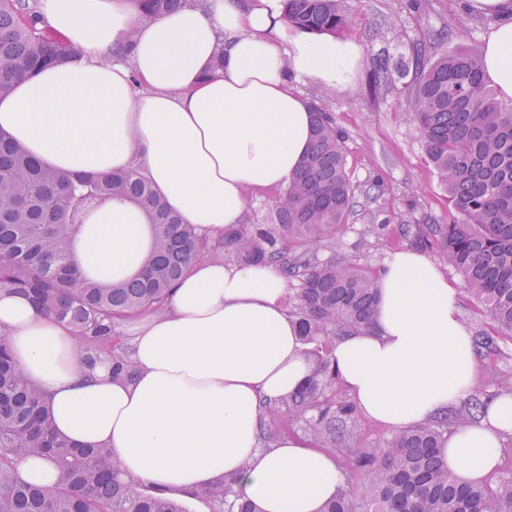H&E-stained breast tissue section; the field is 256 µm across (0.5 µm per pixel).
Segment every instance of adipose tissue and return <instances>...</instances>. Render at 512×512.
<instances>
[{
	"mask_svg": "<svg viewBox=\"0 0 512 512\" xmlns=\"http://www.w3.org/2000/svg\"><path fill=\"white\" fill-rule=\"evenodd\" d=\"M71 57L18 79L0 97V135L43 165L104 176L139 169L184 223L212 239L244 223L250 193L287 185L311 143L312 81L347 87L360 60L349 38H318L283 18L282 0H197L139 21L136 0H41ZM490 16L482 75L512 100V0H467ZM152 228L133 205L103 206L74 250L103 284L134 277ZM369 330L338 339L332 363L367 418L401 430L439 416L475 388L459 292L439 265L394 251L376 280ZM274 267L201 261L166 312L128 319L137 365L128 381L88 370L65 326L0 292V334L49 395L57 435L110 448L128 476L171 496L233 482L261 512H321L343 482L335 460L301 437L261 445L258 406L309 372ZM512 435V393L441 452L479 483Z\"/></svg>",
	"mask_w": 512,
	"mask_h": 512,
	"instance_id": "1",
	"label": "adipose tissue"
}]
</instances>
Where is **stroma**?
<instances>
[{"instance_id": "obj_1", "label": "stroma", "mask_w": 512, "mask_h": 512, "mask_svg": "<svg viewBox=\"0 0 512 512\" xmlns=\"http://www.w3.org/2000/svg\"><path fill=\"white\" fill-rule=\"evenodd\" d=\"M462 2L426 0L425 6L414 11L408 8V0H349L352 24L347 36L361 51L351 85L327 100L321 97V86L311 82L299 86L307 99L324 100L337 126L347 134V167L358 196L337 235L336 248L377 273L391 252L407 246L398 237V225L425 221L445 224L451 220L453 209L427 163L401 86H384L377 94L369 93L372 62L379 54L394 51L401 42L421 43L435 53L460 44L484 45L493 20L480 14L473 15L467 34L445 38V31L456 26ZM377 176L390 190L366 199L362 191ZM381 222L385 230L370 233V225ZM476 371V388L482 397L497 394L490 374L512 375V340L500 341L497 353L477 358Z\"/></svg>"}]
</instances>
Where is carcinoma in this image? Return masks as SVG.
<instances>
[{"mask_svg": "<svg viewBox=\"0 0 512 512\" xmlns=\"http://www.w3.org/2000/svg\"><path fill=\"white\" fill-rule=\"evenodd\" d=\"M191 0H139L141 19ZM284 17L315 34L341 35L351 24L348 0H284ZM72 50L53 33L37 0H0V95L15 79L60 63ZM405 105L417 123L433 174L456 216L447 224H401L399 237L434 251L480 304L491 331L474 337L475 355L512 339V105L501 103L482 78V56L458 47L430 58L419 46L385 52L374 60L373 88L407 76ZM312 140L298 170L273 201L274 224H236L210 242L158 195L139 170L107 177L67 173L37 164L0 135V290L26 294L72 333L84 366L112 363V377L130 379L135 365L119 322L163 310L174 285L208 255L240 265L269 264L292 285L289 315L297 318L304 354L313 364L304 384L278 401H264L261 440L281 437L267 419L284 413L325 449L339 451L359 494L343 485L322 512H512V456L499 479L460 483L438 448L444 435L433 421L371 443L359 433L355 404L336 398L330 353L336 338L369 329L376 301L375 275L344 255L323 258L354 204L346 169L345 133L324 105L313 103ZM111 200L141 208L156 232L153 252L138 275L104 286L81 276L74 243L99 207ZM473 393L456 407L458 428L482 408ZM51 459L61 474L53 486L22 481L16 464ZM190 497L212 512H260L240 502L231 483L205 487ZM0 512H186L122 476L103 447H77L53 429L46 393L30 382L0 336Z\"/></svg>", "mask_w": 512, "mask_h": 512, "instance_id": "cac0c4a2", "label": "carcinoma"}]
</instances>
